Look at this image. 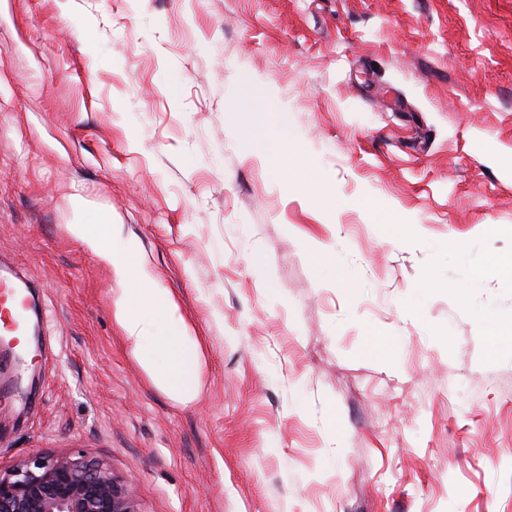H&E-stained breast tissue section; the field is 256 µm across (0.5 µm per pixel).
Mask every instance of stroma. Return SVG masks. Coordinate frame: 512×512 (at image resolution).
Wrapping results in <instances>:
<instances>
[{"mask_svg":"<svg viewBox=\"0 0 512 512\" xmlns=\"http://www.w3.org/2000/svg\"><path fill=\"white\" fill-rule=\"evenodd\" d=\"M74 195L196 329L193 403ZM510 253L512 0H0V276L40 329L0 349L1 471L80 450L139 512H512ZM79 222L73 236L114 269L127 288L115 302V316L134 355L156 388L179 403L196 399L202 374V347L168 288L148 269L138 240L123 237L80 197L71 198ZM112 239V247L109 242Z\"/></svg>","mask_w":512,"mask_h":512,"instance_id":"obj_1","label":"stroma"}]
</instances>
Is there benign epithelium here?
Listing matches in <instances>:
<instances>
[{
	"mask_svg": "<svg viewBox=\"0 0 512 512\" xmlns=\"http://www.w3.org/2000/svg\"><path fill=\"white\" fill-rule=\"evenodd\" d=\"M0 512H138L107 463L81 451L35 454L0 472Z\"/></svg>",
	"mask_w": 512,
	"mask_h": 512,
	"instance_id": "obj_1",
	"label": "benign epithelium"
}]
</instances>
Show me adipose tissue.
Instances as JSON below:
<instances>
[{
    "instance_id": "obj_1",
    "label": "adipose tissue",
    "mask_w": 512,
    "mask_h": 512,
    "mask_svg": "<svg viewBox=\"0 0 512 512\" xmlns=\"http://www.w3.org/2000/svg\"><path fill=\"white\" fill-rule=\"evenodd\" d=\"M78 216L73 236L113 268L125 288L115 316L134 355L156 388L177 402L196 399L202 374V347L168 289L148 269L134 237L117 234L102 214L82 198L71 200Z\"/></svg>"
}]
</instances>
